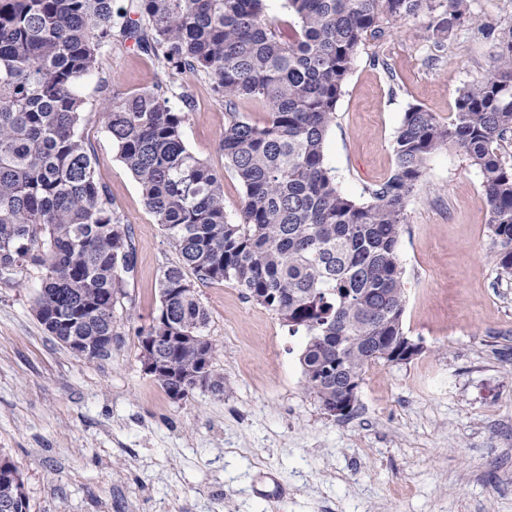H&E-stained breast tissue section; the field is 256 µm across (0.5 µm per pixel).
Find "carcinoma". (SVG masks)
Segmentation results:
<instances>
[{"mask_svg":"<svg viewBox=\"0 0 512 512\" xmlns=\"http://www.w3.org/2000/svg\"><path fill=\"white\" fill-rule=\"evenodd\" d=\"M0 0V282L21 284L27 264L44 269L34 301L39 323L60 343L78 336L82 359L105 354L117 335L116 306L134 271L129 225L97 178L81 127L79 85L99 70L118 34L152 54L168 80L104 98L105 127L151 212L178 254L159 279L155 322L164 330L153 379L173 400L200 353L214 360L200 285L233 281L306 344L299 363L320 407L344 400L366 369L401 346L406 288L398 250L406 208L428 157L452 145L482 177L498 273L512 277V165L499 147L512 133V25H484L496 45L493 71L465 87L453 119L420 106L404 115L394 173L358 204L336 186L324 142L353 61L395 21L428 11L443 36L473 20L469 0H286L282 28L267 0ZM200 75L230 115L221 149L244 191L241 220L224 212V175L185 145L189 88ZM261 104L262 125L238 115ZM23 488L0 456V493Z\"/></svg>","mask_w":512,"mask_h":512,"instance_id":"obj_1","label":"carcinoma"}]
</instances>
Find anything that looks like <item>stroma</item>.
I'll return each mask as SVG.
<instances>
[{
	"label": "stroma",
	"mask_w": 512,
	"mask_h": 512,
	"mask_svg": "<svg viewBox=\"0 0 512 512\" xmlns=\"http://www.w3.org/2000/svg\"><path fill=\"white\" fill-rule=\"evenodd\" d=\"M475 25L437 51L428 13L393 22L358 52L325 140L338 189L357 202L389 178L408 107L448 122L461 90L488 75L496 49L477 23L512 25V0H471ZM166 76L113 41L80 92L83 136L100 183L136 241V266L108 356L84 360L33 310L42 269L0 283V454L22 474L28 512H512V278L490 257L479 172L453 147L432 153L399 238L403 326L423 345L370 366L357 409L328 415L298 362L305 338L235 283L199 287L223 396L170 399L146 374L135 329L158 312V280L178 255L105 129V95ZM188 149L224 175V211L243 189L224 169L229 117L208 79L187 77Z\"/></svg>",
	"instance_id": "1"
}]
</instances>
